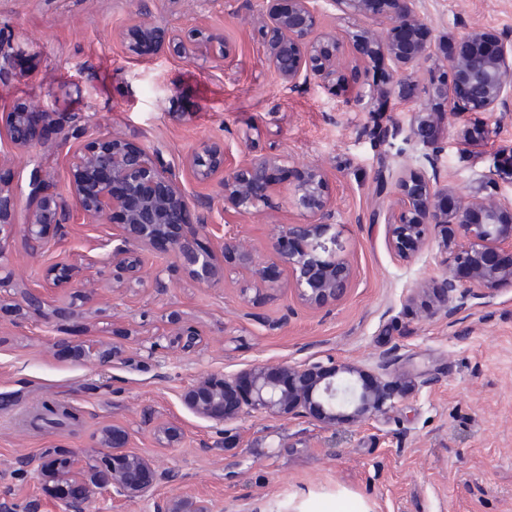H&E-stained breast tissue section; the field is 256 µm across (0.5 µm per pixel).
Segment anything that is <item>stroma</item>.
<instances>
[{
  "instance_id": "obj_1",
  "label": "stroma",
  "mask_w": 512,
  "mask_h": 512,
  "mask_svg": "<svg viewBox=\"0 0 512 512\" xmlns=\"http://www.w3.org/2000/svg\"><path fill=\"white\" fill-rule=\"evenodd\" d=\"M421 16L436 35L482 28L512 39V0H422ZM146 21L175 33L203 29L222 48L135 54L123 34ZM261 24L257 0H0V31L19 47L21 68L0 80V111L39 100L95 117L97 133L162 146L198 203L220 194L218 180L198 181L183 165L201 142H222L230 167L257 154L281 157L287 169L275 172L260 211L224 206L225 233L261 261L283 227L310 223L291 182L295 171L320 166L348 270L344 297L315 306L298 296L283 265L272 286L234 264L206 285L156 248L142 254L141 280L115 284L92 262L111 225H70L36 260L14 235L5 261L16 276L46 289L52 307L80 316L47 328L0 307V500L41 493L34 475L17 473L19 455L89 448L113 425L126 431L130 452L178 477L154 500L100 502L96 512H156L183 495L208 501L212 512H289L293 498L340 488L372 512H512V288L473 301L451 324L433 289L446 260L441 237L408 258L396 255L390 224L401 196L394 190L379 199L377 177L422 167L425 149L405 132L412 103L384 114V125L400 128L385 143L369 132L370 113L348 104L387 71L386 60L355 38L363 19L333 10L324 21L343 75L332 91L314 83L286 90L260 42ZM459 122L486 132L469 141L440 136L437 162L449 188L468 193L492 170L501 185L512 184V123L493 127L485 113ZM57 261L78 270L80 286H52L45 272ZM178 327L198 331L195 352L170 345ZM62 333L115 348L124 362L87 367L75 349L52 344ZM390 348L398 396L374 420L243 415L216 426L181 401L206 374L257 362L368 368ZM46 404L70 408L76 422L30 427ZM164 425L182 431L178 446L156 439Z\"/></svg>"
}]
</instances>
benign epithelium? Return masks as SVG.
<instances>
[{
    "mask_svg": "<svg viewBox=\"0 0 512 512\" xmlns=\"http://www.w3.org/2000/svg\"><path fill=\"white\" fill-rule=\"evenodd\" d=\"M263 44L268 59L284 88L292 91L311 82L330 90L342 77L337 61L336 37L321 29V20L334 7L359 16L369 24L358 39L383 53L390 68L385 85L359 93L352 104L369 111V103L413 98L415 75L420 65L434 56L443 58L449 74L431 80L424 89L430 100L449 101V109L437 111L426 105L410 112L408 137L427 147L436 144L448 119L461 112H488L495 124L512 122V40L494 31L471 30L453 47L448 39H431L420 15V0H259ZM134 45H150L159 54L176 37L155 24L132 28ZM17 58L12 40L0 36V78L13 73ZM12 148L25 153L47 147L68 160V194L56 188L55 174L42 166L30 173L31 208L27 222L14 223L17 197L0 172V289L11 288L19 315L34 314L47 325L57 318L47 308L43 290L17 281L1 262L4 242L20 230L29 256H45L52 239L65 234L71 224H115L120 233L101 244L102 263L112 279L137 280L142 273L140 252L162 245L198 282L211 284L221 278L224 264L255 266L257 261L224 236V225L213 220L215 204L207 213L192 216L194 205L181 187L179 166L164 158L162 148L147 147L122 137L94 135L69 112H50L33 101L18 102L0 113V133ZM201 182L221 176L224 200L244 212L257 211L267 200L272 174L284 168L282 159L257 155L242 166H225L224 145L207 141L190 160ZM403 202L398 223L392 225L395 251L404 257L422 248L430 225H456L468 247L452 251L440 287L445 290L443 314L449 322L479 299L505 286L512 288V263L497 258L512 254V196L492 177H484L466 194L448 188V178L435 166L400 177ZM294 202L314 217L312 224H289L274 238L272 256L261 266L267 271L283 264L292 274L298 295L322 304L335 301L347 291V273L336 262L340 240L334 232L326 174L319 166L296 174ZM174 227L186 228L172 233ZM209 233L216 247L199 244L197 236ZM290 241L303 244L291 252ZM55 283H72V268L58 262L47 268ZM58 345L74 346L85 365L101 368L113 363L118 353L94 342L73 344L68 336L53 337ZM173 343L180 351L196 349L198 333L182 328ZM394 358L379 354L373 369H325L317 363L271 367L256 363L232 375L208 374L198 378L182 394L183 405L196 417L222 425L249 411L272 418L305 415L322 423L359 422L372 419L395 398L387 375ZM125 432L116 427L101 430L97 447L84 451L48 448L36 458L22 455L17 471H34L47 501L0 502V512H92L96 502L140 501L155 496L157 488L176 480L169 469L125 450ZM158 512H210L207 502L176 497Z\"/></svg>",
    "mask_w": 512,
    "mask_h": 512,
    "instance_id": "benign-epithelium-1",
    "label": "benign epithelium"
}]
</instances>
